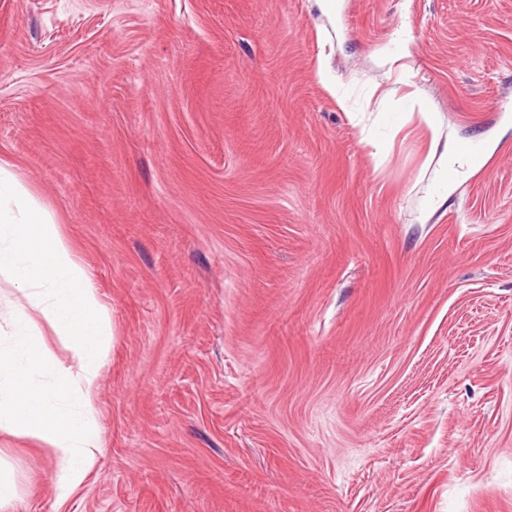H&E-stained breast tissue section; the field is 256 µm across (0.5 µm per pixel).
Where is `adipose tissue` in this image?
I'll return each mask as SVG.
<instances>
[{"mask_svg": "<svg viewBox=\"0 0 512 512\" xmlns=\"http://www.w3.org/2000/svg\"><path fill=\"white\" fill-rule=\"evenodd\" d=\"M0 276L24 291L0 336V434L33 439L55 461L65 503L94 470L102 428L97 394L111 317L58 217L0 160ZM67 350L59 357L49 337Z\"/></svg>", "mask_w": 512, "mask_h": 512, "instance_id": "1", "label": "adipose tissue"}]
</instances>
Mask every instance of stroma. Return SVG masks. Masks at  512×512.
Masks as SVG:
<instances>
[{
  "instance_id": "1",
  "label": "stroma",
  "mask_w": 512,
  "mask_h": 512,
  "mask_svg": "<svg viewBox=\"0 0 512 512\" xmlns=\"http://www.w3.org/2000/svg\"><path fill=\"white\" fill-rule=\"evenodd\" d=\"M0 158L112 312L12 512H512V0H0Z\"/></svg>"
}]
</instances>
